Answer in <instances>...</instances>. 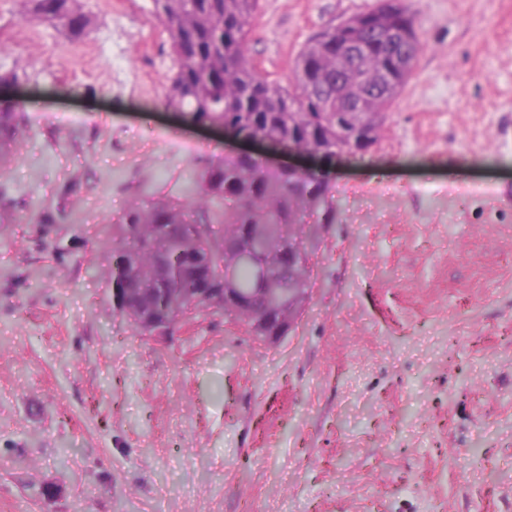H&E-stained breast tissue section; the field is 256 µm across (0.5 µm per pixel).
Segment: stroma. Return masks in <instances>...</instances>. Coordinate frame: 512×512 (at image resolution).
I'll return each instance as SVG.
<instances>
[{"mask_svg": "<svg viewBox=\"0 0 512 512\" xmlns=\"http://www.w3.org/2000/svg\"><path fill=\"white\" fill-rule=\"evenodd\" d=\"M83 0L81 41L0 0L28 121L0 167V512H512V0H406L423 34L383 139L334 161L336 222L297 328L201 312L161 346L98 245L134 201L237 152L166 110L151 0ZM378 0H262L285 85Z\"/></svg>", "mask_w": 512, "mask_h": 512, "instance_id": "35a3bbf8", "label": "stroma"}]
</instances>
